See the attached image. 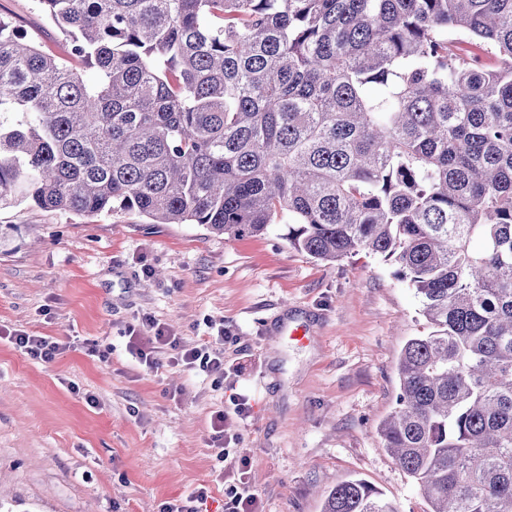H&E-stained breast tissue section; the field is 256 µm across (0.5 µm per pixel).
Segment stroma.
Wrapping results in <instances>:
<instances>
[{"label": "stroma", "instance_id": "stroma-1", "mask_svg": "<svg viewBox=\"0 0 512 512\" xmlns=\"http://www.w3.org/2000/svg\"><path fill=\"white\" fill-rule=\"evenodd\" d=\"M0 16L62 55L36 0H0ZM287 232L227 239L133 212L0 206L6 512H224L234 476L212 449L219 411L265 512H322L352 477L399 512H426L379 433L401 351L428 331L414 291L382 257L328 264L292 248ZM148 317L190 346L225 331L223 374L168 364L165 351L159 368L140 364L128 345ZM287 324L305 326L306 342L281 335ZM15 331L67 348L35 360L6 341ZM200 486L207 501H190Z\"/></svg>", "mask_w": 512, "mask_h": 512}]
</instances>
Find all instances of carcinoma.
I'll use <instances>...</instances> for the list:
<instances>
[{"instance_id":"cac0c4a2","label":"carcinoma","mask_w":512,"mask_h":512,"mask_svg":"<svg viewBox=\"0 0 512 512\" xmlns=\"http://www.w3.org/2000/svg\"><path fill=\"white\" fill-rule=\"evenodd\" d=\"M38 4L67 57L0 17V206L393 260L432 331L385 447L429 512H512V0ZM323 512L399 510L350 479Z\"/></svg>"}]
</instances>
